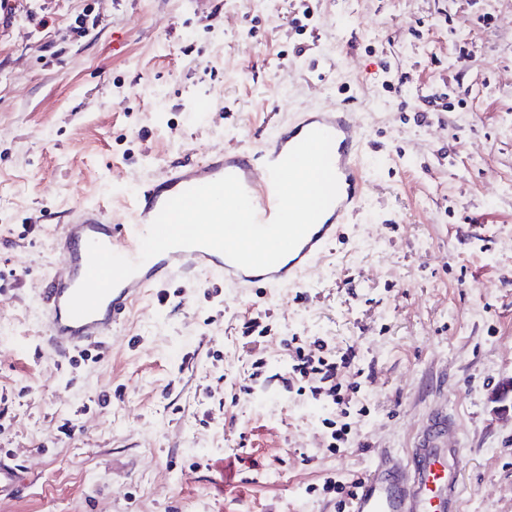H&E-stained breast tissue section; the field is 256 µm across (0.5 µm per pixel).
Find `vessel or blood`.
Wrapping results in <instances>:
<instances>
[{
	"mask_svg": "<svg viewBox=\"0 0 512 512\" xmlns=\"http://www.w3.org/2000/svg\"><path fill=\"white\" fill-rule=\"evenodd\" d=\"M315 129L333 137L332 162L339 194L304 239L274 266L246 269L214 249L175 248L143 261L135 274L107 294L95 313L83 318L70 316L68 301L85 277L89 242H99L119 255L137 259L141 235L170 198L229 174L240 180L258 220L269 222L277 201L266 165L283 159ZM368 168L366 135L351 113L343 108L313 107L274 126L256 147L214 152L202 162L173 166L165 177L139 184L126 223H112L104 208H84L53 231L67 269L62 275L47 273L39 292L40 310L47 325V349L63 357L85 346H100L144 289L162 287L177 277L202 272L238 292L259 287L274 293L298 287L308 271L324 261L345 228L363 213ZM447 431V418L438 413L431 415L420 442L410 449L402 464L391 449H373L349 501V512H460V455L449 447Z\"/></svg>",
	"mask_w": 512,
	"mask_h": 512,
	"instance_id": "b4317fda",
	"label": "vessel or blood"
}]
</instances>
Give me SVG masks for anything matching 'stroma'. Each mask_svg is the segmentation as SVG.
<instances>
[{
	"instance_id": "obj_1",
	"label": "stroma",
	"mask_w": 512,
	"mask_h": 512,
	"mask_svg": "<svg viewBox=\"0 0 512 512\" xmlns=\"http://www.w3.org/2000/svg\"><path fill=\"white\" fill-rule=\"evenodd\" d=\"M88 34L73 39L75 20ZM436 103H429V95ZM347 107L383 161L302 287L178 277L59 359L54 225L125 222L139 183ZM353 351L348 409L290 379ZM512 0H20L0 14V512H347L373 448L452 417L462 512H512ZM348 427L328 451L327 421ZM342 482L343 493L324 491Z\"/></svg>"
}]
</instances>
